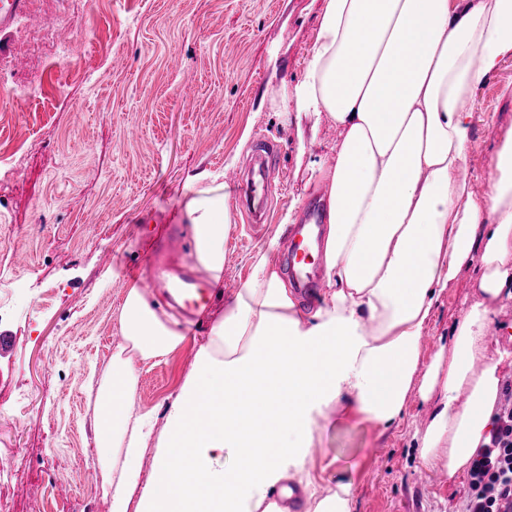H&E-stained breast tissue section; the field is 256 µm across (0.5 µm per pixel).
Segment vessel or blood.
I'll use <instances>...</instances> for the list:
<instances>
[{
	"mask_svg": "<svg viewBox=\"0 0 512 512\" xmlns=\"http://www.w3.org/2000/svg\"><path fill=\"white\" fill-rule=\"evenodd\" d=\"M26 14L27 0H0V52L7 48L6 37L10 29ZM279 160L277 145L264 143L257 148L255 167L239 183V200L242 206L258 212L263 210L272 192L269 175L278 166ZM322 245L321 224L314 222L291 227L284 264L295 288L303 296H310L318 286V269L323 258ZM174 288L187 312H199L210 302V288L200 286L189 275H182Z\"/></svg>",
	"mask_w": 512,
	"mask_h": 512,
	"instance_id": "vessel-or-blood-1",
	"label": "vessel or blood"
}]
</instances>
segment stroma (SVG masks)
<instances>
[{"label":"stroma","mask_w":512,"mask_h":512,"mask_svg":"<svg viewBox=\"0 0 512 512\" xmlns=\"http://www.w3.org/2000/svg\"><path fill=\"white\" fill-rule=\"evenodd\" d=\"M29 15L0 54V503L10 512H109L97 482L90 369L123 345L115 279L141 265L136 283L179 324L184 342L144 367L135 408L163 410L191 367L227 296L215 288L192 317L157 298L147 259L172 229L189 176L221 174L236 185L254 145L282 149L263 227L236 209L224 275L245 280L251 255L281 234L292 211L326 210L328 185L309 165H329L330 122L298 130L273 99L302 77L323 0H29ZM468 155L471 188L486 197L491 159L512 129V58L477 88ZM476 264L437 300L427 333L447 336L476 299ZM429 407L411 390L399 427L381 430L353 413L314 434L309 467L322 490L351 484L353 512H462L467 477L418 479L412 440ZM67 487H59V478Z\"/></svg>","instance_id":"stroma-1"}]
</instances>
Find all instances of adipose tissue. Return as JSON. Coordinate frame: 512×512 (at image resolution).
Masks as SVG:
<instances>
[{
	"mask_svg": "<svg viewBox=\"0 0 512 512\" xmlns=\"http://www.w3.org/2000/svg\"><path fill=\"white\" fill-rule=\"evenodd\" d=\"M509 57L512 0H324L303 76L279 94L284 121L326 119L339 134L333 164L310 171L329 183L320 304L302 317L268 240L164 412L137 414L141 369L184 335L128 285L125 344L87 380L110 512H291L299 492L306 512H352L351 485L311 480L313 434L343 410L397 426L414 388L430 404L413 435L422 466L470 469L500 392V363L484 357L489 315L512 300V130L492 159L493 194L476 197L466 103ZM180 215L197 268L220 282L230 186L190 177ZM473 258L478 299L449 331L451 357L419 371L435 301Z\"/></svg>",
	"mask_w": 512,
	"mask_h": 512,
	"instance_id": "obj_1",
	"label": "adipose tissue"
}]
</instances>
